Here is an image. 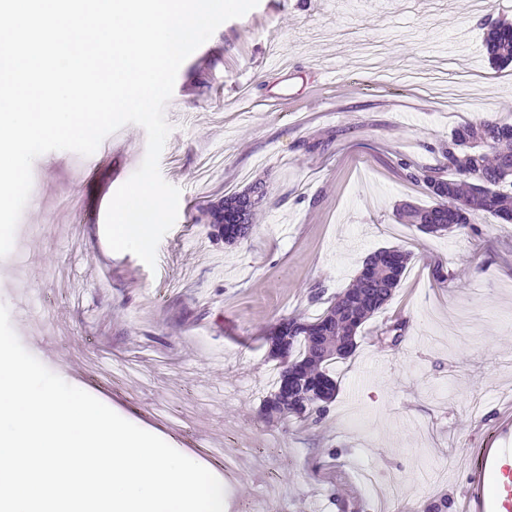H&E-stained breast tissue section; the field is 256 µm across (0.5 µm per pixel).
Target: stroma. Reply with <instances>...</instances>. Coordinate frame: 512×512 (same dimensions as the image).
I'll return each instance as SVG.
<instances>
[{
	"label": "stroma",
	"mask_w": 512,
	"mask_h": 512,
	"mask_svg": "<svg viewBox=\"0 0 512 512\" xmlns=\"http://www.w3.org/2000/svg\"><path fill=\"white\" fill-rule=\"evenodd\" d=\"M488 16L512 21V0H259L224 22L176 77L160 171L181 195L155 267L104 234L145 156L141 126L88 157L35 159L0 257L21 344L211 471L225 512H423L439 495L460 512L466 449L512 446L498 420L512 399V224L481 213L478 234L436 237L394 212L429 204L408 173L441 169L456 127L512 121V66L483 54ZM438 64L465 98L396 80ZM257 180L267 196L251 237L214 240L201 208ZM383 247L411 259L355 353L331 365L326 420L265 422L269 325L315 317L314 290H345Z\"/></svg>",
	"instance_id": "obj_1"
}]
</instances>
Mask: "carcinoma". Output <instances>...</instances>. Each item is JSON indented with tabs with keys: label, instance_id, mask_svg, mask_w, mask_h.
I'll use <instances>...</instances> for the list:
<instances>
[{
	"label": "carcinoma",
	"instance_id": "carcinoma-1",
	"mask_svg": "<svg viewBox=\"0 0 512 512\" xmlns=\"http://www.w3.org/2000/svg\"><path fill=\"white\" fill-rule=\"evenodd\" d=\"M489 63L496 68L512 64V23L491 22L485 37ZM442 153L451 176L438 171L412 173L432 199L428 206L402 203L396 218L419 232L443 236L459 231L476 234L471 216L484 212L512 223V123L486 120L454 130ZM265 198L260 182L202 208L216 238L232 245L250 236L253 217ZM410 254L400 249L376 250L365 259L353 283L314 318L282 317L269 333L270 356L278 361L277 379L266 396L262 415L270 420L289 417L319 422L336 398V380L328 366L351 356L359 328L393 296L404 275Z\"/></svg>",
	"mask_w": 512,
	"mask_h": 512
}]
</instances>
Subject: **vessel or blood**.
Instances as JSON below:
<instances>
[{"label":"vessel or blood","mask_w":512,"mask_h":512,"mask_svg":"<svg viewBox=\"0 0 512 512\" xmlns=\"http://www.w3.org/2000/svg\"><path fill=\"white\" fill-rule=\"evenodd\" d=\"M463 512H512V448L470 449Z\"/></svg>","instance_id":"vessel-or-blood-1"}]
</instances>
